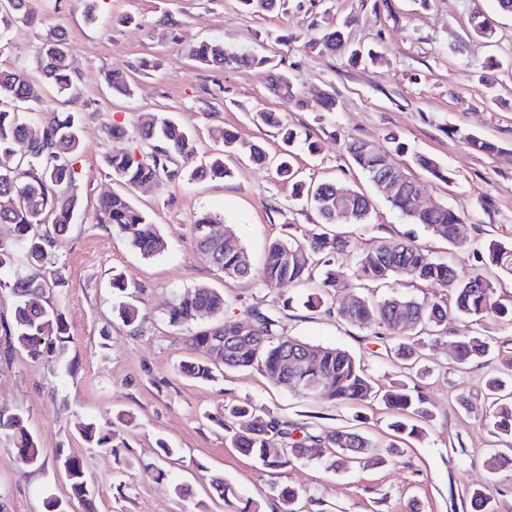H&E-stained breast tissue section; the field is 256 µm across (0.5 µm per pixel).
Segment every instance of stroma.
<instances>
[{"mask_svg": "<svg viewBox=\"0 0 512 512\" xmlns=\"http://www.w3.org/2000/svg\"><path fill=\"white\" fill-rule=\"evenodd\" d=\"M31 6L36 20L11 29L0 48V69L23 67L38 77L36 60L48 29H65L79 96L70 101L48 88L44 97L59 111L80 116L75 169L82 207L53 253L65 285L41 299L67 321L70 339L58 357L37 360L11 346L14 299L0 288V412L23 415L46 459L39 468L20 463L12 441L0 437V512H45L47 497L65 498V475L52 462L59 450L82 460L95 512H231L211 493L209 478L216 473L260 512H279L274 484L309 496L305 512H468L466 493L478 485L495 497L499 512H512V472L492 482L483 466L490 449L511 446L512 440L482 424L486 378L497 369L512 373V325L492 326L494 360L460 370L448 357L449 340L472 324L449 315L447 338L421 336L422 357L412 370L396 355L398 338L389 330L353 326L304 307L308 290L321 285L320 269H313L308 285L285 284L273 292L253 280L224 276L193 247L190 234L197 213L221 215L256 269L273 242L306 244L320 233L350 241V249L336 257L348 271L362 250L406 238L457 269L481 266L477 243L512 242V14L500 13L496 0H279L269 14L246 12L240 0H32ZM478 13L494 19L496 42L468 38ZM334 30L343 32L348 45L376 48L379 59L353 66L325 49L322 38ZM212 40L229 52L273 57L278 72L294 81V98L275 95L262 69L199 67L191 50ZM490 56L502 59L503 68L482 69ZM145 59L154 60V67L142 68ZM110 70L128 75L132 97L111 93L104 78ZM323 91L335 97L334 111L321 107ZM259 110L281 113L298 133L293 165L300 178L340 181L369 195L373 209L366 223H322L315 210L293 200L291 185L273 167L256 166L241 153L224 157L229 178L130 190L133 204L164 239V250L154 257H143L123 236L95 222L98 198L122 190L104 162L111 148L107 126L120 122L131 131L141 113L168 112L193 133L195 161L214 154L217 128L230 130L238 141L262 143L270 157L279 158L285 149L281 135L254 122ZM391 131L407 146L395 160L424 199L462 215V247L409 223L345 157L342 143L350 136L394 153ZM469 133L495 142L499 153L471 149ZM309 140L318 144L316 154L308 153ZM417 153L449 169L452 182L418 167ZM119 273L129 301L141 311L139 327L125 326L112 314L110 281ZM198 286L223 291L224 315L232 319L244 318L251 307L273 309L276 298L289 299V307L275 309L285 335L349 351L377 388L399 382L421 388L432 411L422 435L395 440L393 413L380 402L335 406L254 369L227 368L210 381L184 378L177 367L188 353L189 336L216 319L205 314L173 327L163 311ZM395 292L418 298L449 294L408 275L354 280L333 291L332 300L340 305L361 296L375 302ZM240 401L319 431L353 427L383 448L399 442L403 454L383 466L339 473L310 461L267 469L226 437L224 409ZM91 418L113 419L112 449L89 447L79 437L78 423ZM161 440L177 448L175 460L159 459ZM178 484L187 495L176 494Z\"/></svg>", "mask_w": 512, "mask_h": 512, "instance_id": "obj_1", "label": "stroma"}]
</instances>
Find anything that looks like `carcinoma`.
<instances>
[{
	"label": "carcinoma",
	"mask_w": 512,
	"mask_h": 512,
	"mask_svg": "<svg viewBox=\"0 0 512 512\" xmlns=\"http://www.w3.org/2000/svg\"><path fill=\"white\" fill-rule=\"evenodd\" d=\"M35 14L30 0H6L0 4V44H4L11 27L16 23H31ZM473 38L490 42L496 28L480 19L470 22ZM66 32L52 28L43 40L37 59V69L44 83L57 92L77 98L79 79L74 73L66 48ZM193 59L203 67L224 68L231 60L242 66H268L267 58H228L224 44L204 41L194 47ZM105 81L112 93L129 96L132 88L120 72L108 71ZM42 83V84H44ZM42 84L29 79L22 68L0 70V101L30 104L38 112V118L29 122L19 121L15 112L0 109V223L14 225L17 243L33 272L14 281L0 278V288H7L15 299L12 335L17 345L34 358L49 359L61 352L70 339L63 313L53 306H44L39 298L50 288H63L65 282L48 267L51 251L66 234L74 213L80 207L77 191V154L80 149V118L76 112H60L47 104ZM255 120L279 130L284 142L293 145L296 133L277 112L261 111ZM224 144V151L208 164L187 169L178 161L188 162L193 156L192 136L174 119L163 113L141 115L138 124V146L120 147L105 155V163L112 176L129 189L146 185H162L184 176L189 180L203 178L224 179L231 175L224 165V152H240L249 156L259 166H266L269 157L259 143L239 144L234 136L222 130L215 132ZM344 154L367 176L369 181L389 171L404 177L395 161L387 153L379 152L370 143L349 137L343 143ZM416 164L433 177L449 182L448 169L434 159L418 155ZM278 176L292 182L294 197L306 200L320 214L326 224H363L367 220L372 203L368 196L340 182H326L315 186L295 180V173L288 160L276 166ZM393 209L412 224H421L435 237L450 245L458 244L457 228L462 218L456 211L444 208L440 211H424L408 192H398L388 198ZM98 224L112 227V231L124 236L144 257H153L164 250V240L157 226L138 210L130 199L120 193L107 194L98 199L95 210ZM224 223L223 218L210 212L199 213L191 224L194 247L226 277H255L259 286L276 288L285 283L302 281L315 264L316 256L324 251L344 252L349 244L339 238L320 236L309 246L277 241L269 246L265 263L258 273H253L246 251L233 230L216 241L211 237L212 227ZM487 259L498 270L491 277L483 270L468 274L454 267L433 260L426 251L410 242L387 241L363 251L358 258L354 276L358 280L397 281L407 272L448 289L453 295V311L460 317L477 324L490 318L500 323L512 324V305L500 299L498 288L501 279L512 278V243H492ZM323 287L334 289L346 286L347 273L325 261ZM116 317L127 326H139L141 321L137 307L124 301L113 306ZM207 311L219 316L224 313V292L198 286L178 295L165 309V316L172 326L194 322L200 312ZM336 315L358 326L377 323L398 331L401 320L410 322L407 329L440 332L448 329V305L443 301L417 299L395 293L377 302L356 298L347 307L336 308ZM254 324L248 339H240V323ZM229 342L222 365L239 370L257 369L271 380L288 384L285 359L295 349L311 354V362L305 379L318 380L324 388L315 394L295 385L291 390L302 396H318L333 404H358L377 397L397 414L392 427L399 433L419 435L422 430L406 421V417L427 420L431 417L428 402L421 392L404 384L380 394L365 374L355 357L348 351L312 344L299 338L286 336L280 330L278 317L271 311L256 308L246 310L240 321L223 319L216 325L191 336L188 345L194 355L180 364L185 376L208 380L218 366L212 360L200 357L209 353L214 338ZM489 337L469 331L451 341V359L465 366L490 353ZM490 408L485 418L493 432L512 436V385L502 378L486 382ZM233 419L229 427L234 447L270 469H284L299 459L317 460L325 468L334 470L344 458L355 462L383 465L401 457L402 451L392 444L383 450L362 434L351 431H314L286 419L257 409L249 402L233 405L228 409ZM302 437L295 438L294 432ZM83 441L95 448L110 447L109 421L90 419L78 426ZM0 435L13 440L16 458L42 462V449L27 430L20 414H0ZM57 456L69 464V497L79 502L88 501L86 472L79 459L58 452ZM491 473L512 470V447L500 448L484 460ZM210 486L218 497L235 512H257L251 500L234 505L229 497L233 489L218 474L211 476ZM281 506V512H300L299 492L287 485L272 487ZM471 512H497L493 499L481 488L469 491Z\"/></svg>",
	"instance_id": "cac0c4a2"
}]
</instances>
